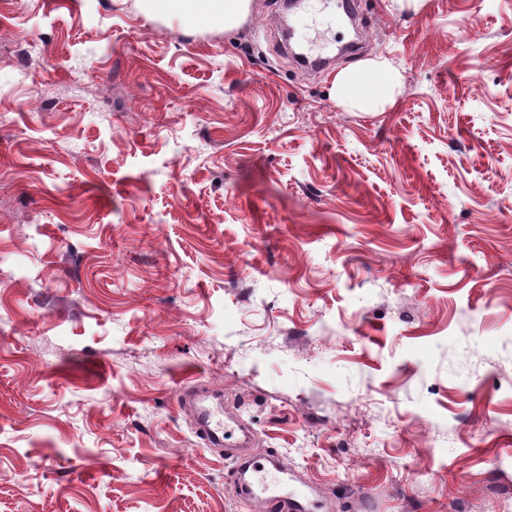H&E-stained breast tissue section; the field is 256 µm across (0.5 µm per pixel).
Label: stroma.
I'll use <instances>...</instances> for the list:
<instances>
[{
    "mask_svg": "<svg viewBox=\"0 0 512 512\" xmlns=\"http://www.w3.org/2000/svg\"><path fill=\"white\" fill-rule=\"evenodd\" d=\"M362 11L0 0V512H253L192 384L318 512H512V0ZM152 10L181 17L189 25L238 27L248 16L250 0H146ZM398 81V74L383 59H372L348 68L336 76L339 101L351 102L368 111L385 100Z\"/></svg>",
    "mask_w": 512,
    "mask_h": 512,
    "instance_id": "1",
    "label": "stroma"
}]
</instances>
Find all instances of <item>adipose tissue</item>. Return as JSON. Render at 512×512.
Returning a JSON list of instances; mask_svg holds the SVG:
<instances>
[{"instance_id": "1", "label": "adipose tissue", "mask_w": 512, "mask_h": 512, "mask_svg": "<svg viewBox=\"0 0 512 512\" xmlns=\"http://www.w3.org/2000/svg\"><path fill=\"white\" fill-rule=\"evenodd\" d=\"M159 13L181 17L187 24L238 27L248 16L250 0H146ZM398 81L397 73L386 61L372 59L348 68L336 76V94L340 101L356 104L368 111L385 100Z\"/></svg>"}]
</instances>
